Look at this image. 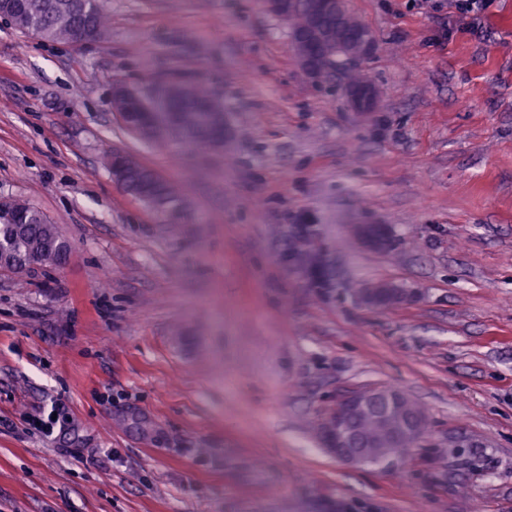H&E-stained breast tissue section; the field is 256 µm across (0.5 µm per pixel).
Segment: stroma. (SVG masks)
<instances>
[{
	"label": "stroma",
	"mask_w": 512,
	"mask_h": 512,
	"mask_svg": "<svg viewBox=\"0 0 512 512\" xmlns=\"http://www.w3.org/2000/svg\"><path fill=\"white\" fill-rule=\"evenodd\" d=\"M103 7L105 42L0 24V196L71 249L0 271V512H512V0H347L370 113L260 0ZM155 77L223 99V149L125 128L113 82ZM113 149L180 204L125 193ZM381 284L412 296L366 306ZM361 387L424 410L407 462L323 447ZM348 92L358 110L373 112L374 90L369 83L361 81L359 84L349 85Z\"/></svg>",
	"instance_id": "stroma-1"
}]
</instances>
